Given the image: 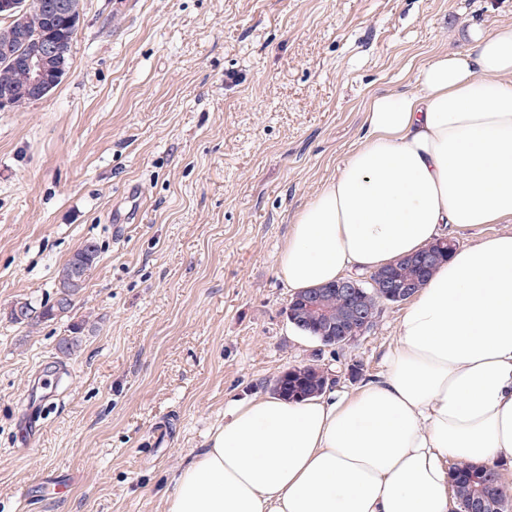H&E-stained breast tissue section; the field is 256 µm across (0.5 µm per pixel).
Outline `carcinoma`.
<instances>
[{"label": "carcinoma", "mask_w": 512, "mask_h": 512, "mask_svg": "<svg viewBox=\"0 0 512 512\" xmlns=\"http://www.w3.org/2000/svg\"><path fill=\"white\" fill-rule=\"evenodd\" d=\"M74 17L54 15L32 7L23 16L21 33L18 36L0 38V88L7 86L15 90L12 110L19 111L31 104L27 91V78L17 64V58L29 47L46 36L74 42L80 26V0H74ZM443 256L423 266H418L412 257L373 272L370 279L360 282V287L347 290L333 282L322 286L316 303L309 304L308 290L296 292L288 302L286 311L289 323L307 336L318 340L326 347H342L352 343V335L339 331L352 308H359L370 323H375L382 307L409 300L424 285L434 271L448 258L456 247V241L444 243ZM98 247L87 243L58 270L56 293L52 301L37 307L31 301H19L11 311L25 310V318L10 319L20 325L31 326L38 322L54 320L70 313L76 299L85 288L88 272L96 263ZM391 274L401 281L409 282V288L398 295L387 297L379 288L380 279ZM82 345V337L63 336L56 350L68 358L76 354ZM328 373L314 363L294 366L288 373L276 378L272 391L285 398H306L321 394L328 387ZM450 482L459 512H512V490L504 482L501 470L496 466L474 465L456 462L450 469Z\"/></svg>", "instance_id": "cac0c4a2"}]
</instances>
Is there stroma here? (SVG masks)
<instances>
[{"instance_id": "stroma-1", "label": "stroma", "mask_w": 512, "mask_h": 512, "mask_svg": "<svg viewBox=\"0 0 512 512\" xmlns=\"http://www.w3.org/2000/svg\"><path fill=\"white\" fill-rule=\"evenodd\" d=\"M70 69L0 110V512H166L230 401L318 362L382 373L403 307L341 348L296 331L277 276L295 214L365 133L375 95L512 0H83ZM145 194L124 221L125 192ZM99 249L67 317L18 300ZM83 345L59 358L74 326Z\"/></svg>"}]
</instances>
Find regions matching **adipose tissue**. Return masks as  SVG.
<instances>
[{
	"mask_svg": "<svg viewBox=\"0 0 512 512\" xmlns=\"http://www.w3.org/2000/svg\"><path fill=\"white\" fill-rule=\"evenodd\" d=\"M372 97L366 134L296 213L277 259L295 291L460 245L410 299L386 369L354 393L231 401L167 512H450L449 460L512 461V21Z\"/></svg>",
	"mask_w": 512,
	"mask_h": 512,
	"instance_id": "ef3b65f1",
	"label": "adipose tissue"
}]
</instances>
